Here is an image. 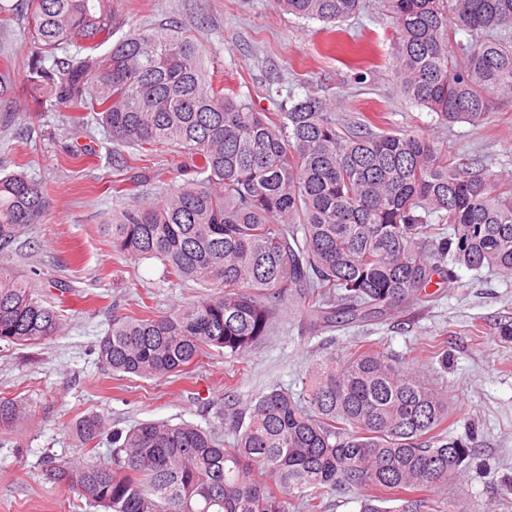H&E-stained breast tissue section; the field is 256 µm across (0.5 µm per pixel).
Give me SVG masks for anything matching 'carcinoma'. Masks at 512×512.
I'll use <instances>...</instances> for the list:
<instances>
[{"mask_svg":"<svg viewBox=\"0 0 512 512\" xmlns=\"http://www.w3.org/2000/svg\"><path fill=\"white\" fill-rule=\"evenodd\" d=\"M392 66L403 93L445 124L475 127L512 99V0H384ZM286 12L337 25L360 0H275ZM37 49L29 86L38 104L90 114L112 142L149 156L183 155L182 183L125 210L112 252L156 260L169 282L212 293L165 315L117 316L98 343L113 373L162 378L211 349L237 357L268 335L277 300L298 301L320 333L400 318L429 298L446 263L512 275V177L488 175L426 137L340 123L316 96L257 112L214 84L200 45L175 27L124 26L118 0H27ZM474 41L448 53L454 27ZM82 42L75 53L72 43ZM111 44L103 53L98 49ZM63 51L64 56L57 55ZM53 57V67L40 58ZM47 208L23 172L0 176V251ZM452 233L434 240L429 216ZM27 275L0 266V341L33 345L63 315ZM304 402L272 388L227 407L226 448L188 422L144 421L112 431L109 460L47 461L46 479L105 512H323L333 491L361 488L360 512H468L448 495L469 470L474 436L448 434V395L365 344L315 363ZM26 414L0 398V424ZM105 418L72 425L94 449Z\"/></svg>","mask_w":512,"mask_h":512,"instance_id":"obj_1","label":"carcinoma"}]
</instances>
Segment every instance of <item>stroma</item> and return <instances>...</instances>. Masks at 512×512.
<instances>
[{"label": "stroma", "instance_id": "stroma-1", "mask_svg": "<svg viewBox=\"0 0 512 512\" xmlns=\"http://www.w3.org/2000/svg\"><path fill=\"white\" fill-rule=\"evenodd\" d=\"M14 11L0 27V172L23 169L41 184L49 207L26 226L0 265L40 281L47 304L66 317L63 331L31 346L0 342V397L31 410L0 430V512H104L72 489L45 480L42 460L83 456L70 424L89 413L112 427L142 421H187L231 440L217 413L228 393L245 405L278 387L300 394L312 366L364 336L372 349L404 356L448 392L452 431L477 432L475 453L489 471L472 474L461 489L477 512H512V342L499 334L512 321V276L456 267L452 280L434 285L435 299L413 306L406 326L387 320L309 333L294 300H284L268 336L243 355L211 350L182 376L122 377L105 370L95 348L113 316L172 312L206 296L200 285H176L154 262L112 252L109 225L119 209L152 201L177 186L178 158L164 150L138 158L116 147L96 122L74 127L68 110L38 106L26 93L35 50L27 38L24 0H0ZM126 29L174 25L204 51L216 85L238 91L259 112H278L290 100L314 94L336 103V116L377 118L378 130L430 137L449 151L477 156L490 173L512 175V103L494 125L443 124L398 88L391 68L393 24L381 0H364L328 46L321 22L281 11L273 0H123ZM93 147L95 155L81 156ZM70 280L56 296L51 282ZM441 342L447 364L429 349Z\"/></svg>", "mask_w": 512, "mask_h": 512}]
</instances>
